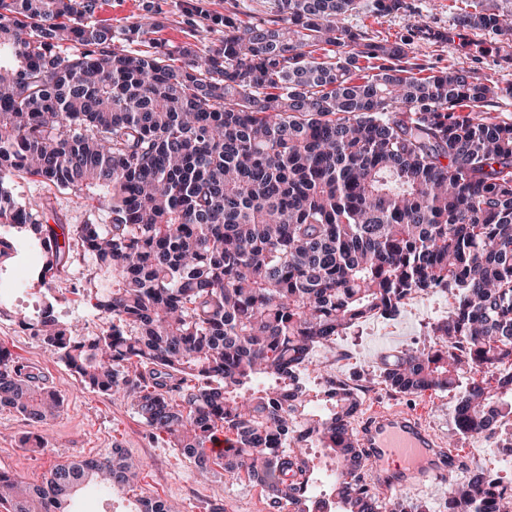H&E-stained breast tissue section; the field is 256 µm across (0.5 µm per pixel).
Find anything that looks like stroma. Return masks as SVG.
Here are the masks:
<instances>
[{
	"mask_svg": "<svg viewBox=\"0 0 512 512\" xmlns=\"http://www.w3.org/2000/svg\"><path fill=\"white\" fill-rule=\"evenodd\" d=\"M192 0H99L98 16L120 28L135 21L155 25V36L167 44L184 41L188 28L186 8ZM414 15L372 17L349 16L348 26L365 28L383 38L409 37L420 63L431 71L457 68L475 70L477 75L502 83L512 82V62H502L504 53H512V38L489 39L475 35L478 50L453 46L430 37L415 36L416 26L449 29L463 0H412ZM16 252L6 270L0 271V300L11 309L34 315L39 298L31 287L32 276L40 264V255L28 241L15 243ZM96 265L92 256L73 259L60 284L59 316L63 321L83 324L87 334L98 333L102 323L89 303L80 301L71 290L88 270ZM450 296L433 294L410 299L401 315L393 320L370 318L351 328L336 340L335 354L318 350L315 364L306 378L309 385L319 382V370L328 366L343 376L378 365L383 356L398 350L426 345L425 323L447 315ZM0 344L8 346L37 372L44 375L61 396L63 405L57 416L43 426L33 425L21 415L0 411V470L22 475L32 484L42 483L51 468L67 460L96 457L111 448L125 449L143 461L133 490L114 494L108 512H131L136 499L154 497L178 503L182 512H271L260 487L245 479H233L222 469H214L208 479H200L192 460L171 447L162 436L150 435L131 406L120 398L83 387L65 363L38 338L21 330L9 319L0 318ZM454 394L428 392L421 396H393L382 384L362 397V411L375 407L405 408L420 414L426 428L439 440L454 433L451 413ZM47 441L48 451L33 453L24 444L32 433Z\"/></svg>",
	"mask_w": 512,
	"mask_h": 512,
	"instance_id": "35a3bbf8",
	"label": "stroma"
}]
</instances>
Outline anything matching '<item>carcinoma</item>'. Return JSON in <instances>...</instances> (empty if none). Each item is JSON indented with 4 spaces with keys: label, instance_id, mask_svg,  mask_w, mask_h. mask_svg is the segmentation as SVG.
<instances>
[{
    "label": "carcinoma",
    "instance_id": "obj_1",
    "mask_svg": "<svg viewBox=\"0 0 512 512\" xmlns=\"http://www.w3.org/2000/svg\"><path fill=\"white\" fill-rule=\"evenodd\" d=\"M457 27L488 34L512 0H473ZM98 0H0V267L18 236L39 246L34 318L0 303L86 388L120 397L206 478L212 465L261 487L273 512H322L307 449L333 455L335 512H379L352 420L372 372L326 369L312 352L407 300L455 294L429 345L380 360L396 395L458 393L456 433L512 422V122L485 108L512 83L469 69L421 75L410 43L345 25L412 13L407 0H274V16L190 26L170 47L140 21L114 30ZM149 45L143 51L142 45ZM71 191L94 217L62 234L48 196ZM97 260L72 293L103 322L58 315L73 246ZM107 275L112 288L99 289ZM496 373L494 383L476 379ZM321 402L325 412L311 410ZM62 406L0 345V409L35 424ZM224 430L228 447L207 444ZM121 448L56 464L45 483L0 473L7 512H68L77 488L130 487ZM446 512H512V478L464 471ZM389 512H429L400 495ZM136 512H174L140 498Z\"/></svg>",
    "mask_w": 512,
    "mask_h": 512
}]
</instances>
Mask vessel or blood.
Returning a JSON list of instances; mask_svg holds the SVG:
<instances>
[{
    "label": "vessel or blood",
    "mask_w": 512,
    "mask_h": 512,
    "mask_svg": "<svg viewBox=\"0 0 512 512\" xmlns=\"http://www.w3.org/2000/svg\"><path fill=\"white\" fill-rule=\"evenodd\" d=\"M357 438L372 473L395 476L401 485L414 476L435 474L429 463L440 453L441 443L417 414L374 409L362 420Z\"/></svg>",
    "instance_id": "obj_1"
}]
</instances>
